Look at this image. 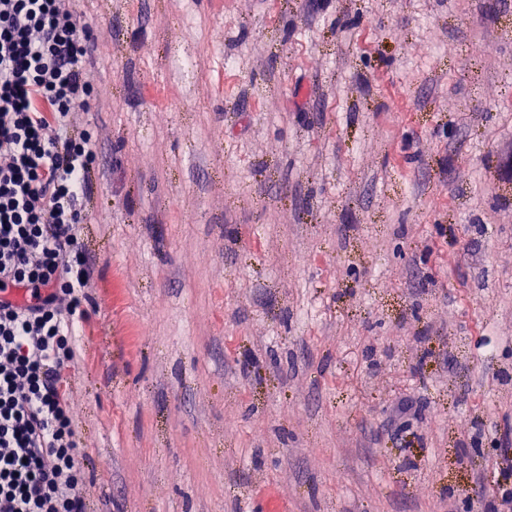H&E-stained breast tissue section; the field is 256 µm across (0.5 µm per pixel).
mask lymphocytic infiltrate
Returning a JSON list of instances; mask_svg holds the SVG:
<instances>
[{
  "label": "lymphocytic infiltrate",
  "instance_id": "f902f5d3",
  "mask_svg": "<svg viewBox=\"0 0 512 512\" xmlns=\"http://www.w3.org/2000/svg\"><path fill=\"white\" fill-rule=\"evenodd\" d=\"M91 54L76 0H0V512H87L64 375L94 267Z\"/></svg>",
  "mask_w": 512,
  "mask_h": 512
}]
</instances>
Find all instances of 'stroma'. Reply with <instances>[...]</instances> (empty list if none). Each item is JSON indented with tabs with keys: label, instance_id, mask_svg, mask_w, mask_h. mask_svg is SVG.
<instances>
[{
	"label": "stroma",
	"instance_id": "obj_1",
	"mask_svg": "<svg viewBox=\"0 0 512 512\" xmlns=\"http://www.w3.org/2000/svg\"><path fill=\"white\" fill-rule=\"evenodd\" d=\"M79 8L91 512H500L512 0Z\"/></svg>",
	"mask_w": 512,
	"mask_h": 512
}]
</instances>
